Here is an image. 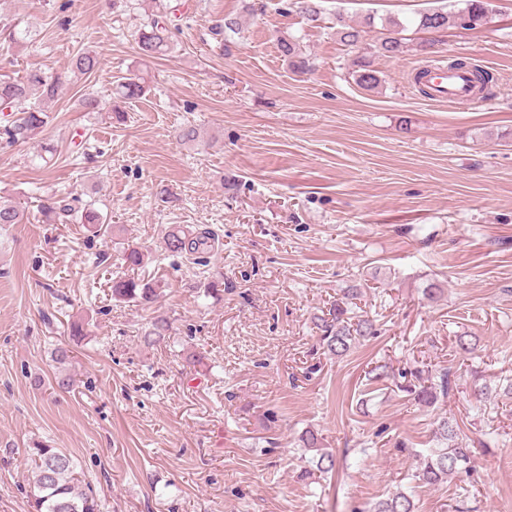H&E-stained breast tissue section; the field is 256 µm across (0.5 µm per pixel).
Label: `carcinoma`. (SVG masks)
<instances>
[{"label": "carcinoma", "instance_id": "1", "mask_svg": "<svg viewBox=\"0 0 512 512\" xmlns=\"http://www.w3.org/2000/svg\"><path fill=\"white\" fill-rule=\"evenodd\" d=\"M488 3L485 0H467L466 7L449 16L443 9H429L419 14L417 29L427 33H440L454 24L462 29L472 30L481 26L482 16ZM173 7L169 0H154L152 10L141 19L137 46L144 57L162 55L171 49L170 14ZM339 27L336 35L340 42L352 50L361 49V30L337 19ZM400 24L395 23L376 45L375 54L395 58L407 51L406 43L399 37ZM278 50L293 70L307 73L313 70L309 58L305 56L299 43L293 38L278 40ZM356 81L365 89H373L380 83L379 71L371 62L358 56L354 59ZM72 67L83 75L99 70L100 60L92 51H82L72 61ZM59 89L57 77L38 68H32L21 80L11 77L0 78V106L11 110L13 120L0 126V141L14 145L27 142L38 135L47 124L44 102L53 98ZM122 98L131 100L144 95V86L139 79L128 77L118 85ZM47 218L55 217L60 223L68 224L80 220L82 224L94 227L106 223V218L87 203L76 206L66 199H59L40 205ZM25 219L22 203L9 199L0 200V226L21 224ZM163 249L171 254L183 252L202 253L206 250L208 236L199 233L195 236L179 227L170 229L162 239ZM161 288L135 277H121L112 281V298L133 301L141 304L155 302ZM357 299L354 289L331 305L328 313L318 318L323 346L337 357L347 354L356 340L373 334V324L367 319L352 322L349 316L353 300ZM169 331L168 323L156 319L144 331V341L149 345L165 342ZM416 383L407 388L418 401L432 404L448 397L450 382L448 372L442 371L434 377L415 374ZM459 427L448 418L440 419L434 430L437 446L419 462V481L437 484L448 478L469 471L471 450L459 441ZM33 475L30 483V498L34 512H100L101 504L90 484L84 482L75 459L60 448L37 445L32 452ZM369 512H415L412 497L404 492H396L374 504Z\"/></svg>", "mask_w": 512, "mask_h": 512}]
</instances>
